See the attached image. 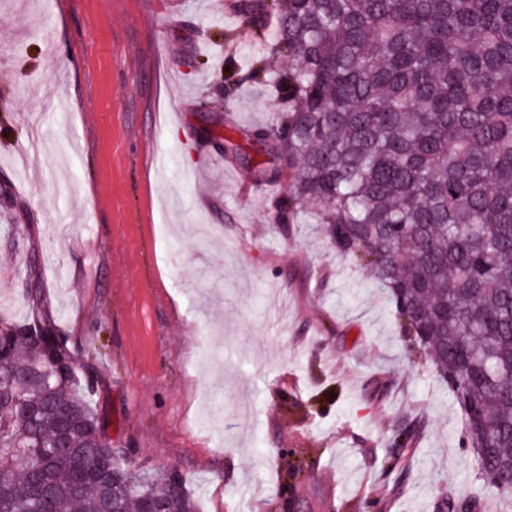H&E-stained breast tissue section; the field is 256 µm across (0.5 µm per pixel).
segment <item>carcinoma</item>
Wrapping results in <instances>:
<instances>
[{
    "instance_id": "cac0c4a2",
    "label": "carcinoma",
    "mask_w": 512,
    "mask_h": 512,
    "mask_svg": "<svg viewBox=\"0 0 512 512\" xmlns=\"http://www.w3.org/2000/svg\"><path fill=\"white\" fill-rule=\"evenodd\" d=\"M259 41L241 82L281 111L250 136L288 179L275 217L308 207L387 288L463 415L484 485L512 484V0H236ZM268 55L288 57L271 72ZM94 378L54 323L0 319V512H199L175 472L136 471L91 406ZM420 427H397L394 460ZM447 512L480 509L448 496Z\"/></svg>"
}]
</instances>
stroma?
Here are the masks:
<instances>
[{"label":"stroma","instance_id":"stroma-1","mask_svg":"<svg viewBox=\"0 0 512 512\" xmlns=\"http://www.w3.org/2000/svg\"><path fill=\"white\" fill-rule=\"evenodd\" d=\"M225 2L0 0V317L37 288L113 447L178 470L201 512L491 497L386 289L310 213L274 222L288 183L254 182L248 132L278 106L226 84L253 44L225 40ZM419 433L420 427L415 423L395 428L392 441H394L396 437L403 438L401 448H396V452L394 453L396 463L405 462V460L414 453Z\"/></svg>","mask_w":512,"mask_h":512}]
</instances>
